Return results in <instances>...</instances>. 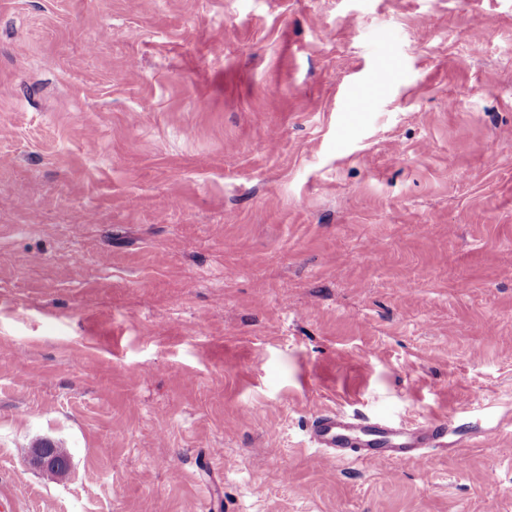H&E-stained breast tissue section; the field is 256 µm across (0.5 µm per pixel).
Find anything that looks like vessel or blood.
<instances>
[{"label": "vessel or blood", "mask_w": 512, "mask_h": 512, "mask_svg": "<svg viewBox=\"0 0 512 512\" xmlns=\"http://www.w3.org/2000/svg\"><path fill=\"white\" fill-rule=\"evenodd\" d=\"M309 432L314 447L328 456L372 467L391 459H416L422 449L445 446L449 429L437 420L394 426L330 410L312 421Z\"/></svg>", "instance_id": "b4317fda"}]
</instances>
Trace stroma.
I'll return each mask as SVG.
<instances>
[{"label":"stroma","instance_id":"35a3bbf8","mask_svg":"<svg viewBox=\"0 0 512 512\" xmlns=\"http://www.w3.org/2000/svg\"><path fill=\"white\" fill-rule=\"evenodd\" d=\"M508 142L512 0H0V512H512ZM315 448L336 460L364 467L391 459H419L423 448L448 445V427L438 420L394 426L341 410L318 415L309 427ZM30 462L33 465L46 468L51 473L63 475L68 469L65 462H60L55 455V448H51L49 444L36 448L33 452Z\"/></svg>","mask_w":512,"mask_h":512}]
</instances>
